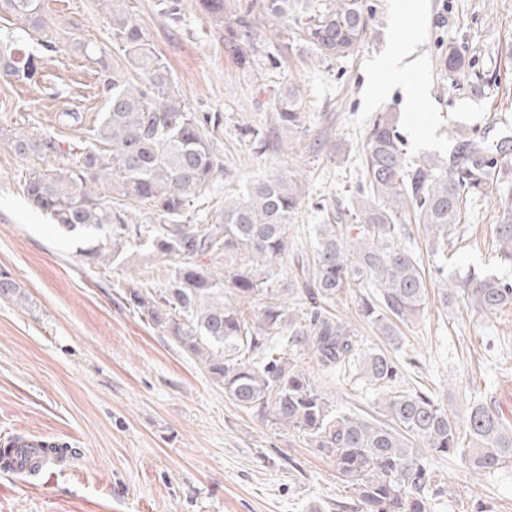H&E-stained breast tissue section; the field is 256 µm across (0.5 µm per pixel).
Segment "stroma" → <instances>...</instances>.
Masks as SVG:
<instances>
[{
	"instance_id": "1",
	"label": "stroma",
	"mask_w": 512,
	"mask_h": 512,
	"mask_svg": "<svg viewBox=\"0 0 512 512\" xmlns=\"http://www.w3.org/2000/svg\"><path fill=\"white\" fill-rule=\"evenodd\" d=\"M61 48L47 54L36 83L0 76V269L21 297L0 299V443L17 433L67 446L66 468L41 477L0 470V512H358V501L317 449L232 404L219 387L157 327L129 307L131 272L87 266L80 240L26 201L22 185L36 156L11 152L18 134H51L80 144L107 99L103 71L139 74L96 0H43ZM193 112L221 114L213 134L224 161L210 192L188 209L205 224L224 197L263 172L297 170L309 203L294 220L279 283L288 286L297 253L311 251L323 208L347 200L360 180L371 122L398 114L409 160L447 154L461 129L489 140L512 133V0H418L412 63L397 78L372 64L392 46L403 20L395 0H363L370 16L353 56L321 60L278 43L264 45L245 71L224 24L182 0L179 18L161 0H126ZM464 64L448 71L449 51ZM306 102L304 123L278 148L258 153L240 138L242 124L270 128L282 87ZM421 85L423 97L407 93ZM77 112L67 125L60 113ZM338 146L339 155L329 152ZM512 202V165H502L475 197L448 246L449 269L494 264L512 280V264L494 262V225ZM428 278L427 306L386 345L359 311L357 290L330 310L355 330L362 347H387L402 376L396 390L423 389L463 416L484 404L512 426V306L492 315L466 302L444 307ZM300 366L348 410L379 411L378 396L353 372L335 376ZM443 485L430 512H512V467L471 477L456 458L431 462Z\"/></svg>"
}]
</instances>
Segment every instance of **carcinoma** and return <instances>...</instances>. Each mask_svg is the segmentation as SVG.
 Masks as SVG:
<instances>
[{
  "label": "carcinoma",
  "mask_w": 512,
  "mask_h": 512,
  "mask_svg": "<svg viewBox=\"0 0 512 512\" xmlns=\"http://www.w3.org/2000/svg\"><path fill=\"white\" fill-rule=\"evenodd\" d=\"M126 0H102L112 36L125 43L142 71L133 83L114 70L107 78V109L94 127L93 145L66 167V154L52 135L9 140L20 155L47 163L28 174L23 193L30 206L84 243L88 265L165 262L167 287L146 289L133 282L126 302L193 359L239 409L274 425L330 458L364 512H428L442 492L427 451L459 459L474 473H493L512 464V427L484 405H473L465 431L435 397L404 390L382 400V417L342 409L298 366L306 357L327 373L353 369L385 391L401 376L399 364L381 347L364 348L353 327L326 307L349 288H367L360 311L393 345L398 325L425 307L426 276L414 251L399 239L417 224L441 282L444 306L462 298L476 311L493 314L512 305V282L481 271L448 276V241L464 223L468 200L493 182L499 160L512 155V136L488 141L455 137L448 157L410 164L397 125L379 116L363 147L364 178L343 207L314 227L312 259L301 267L296 286L277 287L278 265L288 251L293 219L306 190L287 170L253 180L224 197L209 224H188L190 203L210 190L224 163L213 149L220 117L198 114L181 104L169 68L155 55ZM201 12L222 20L238 64L255 67L260 43L255 18L272 21L281 41L294 28L320 58L348 57L362 42L368 16L362 0H199ZM21 30L47 35L40 0H0ZM52 39L24 49L14 35L0 37V74L37 81L42 54L59 51ZM305 103L290 86L276 103L278 131L302 126ZM131 198L166 220L134 224L132 217L101 201V188ZM500 257L512 263V205L495 225ZM20 284L0 270V298L20 294ZM296 290L298 307L282 302ZM257 312H248L250 307Z\"/></svg>",
  "instance_id": "1"
}]
</instances>
